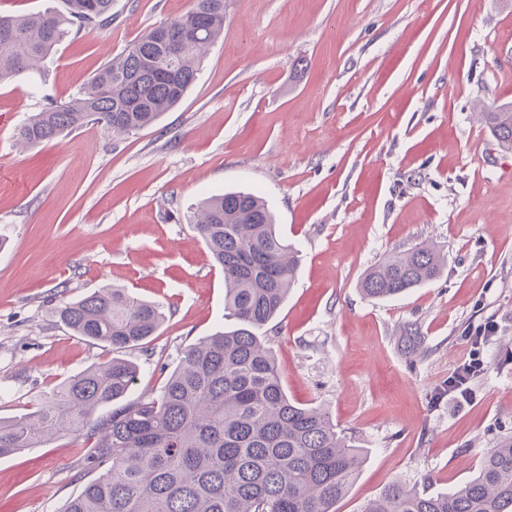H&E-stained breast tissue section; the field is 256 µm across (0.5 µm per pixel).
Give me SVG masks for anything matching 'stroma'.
Returning a JSON list of instances; mask_svg holds the SVG:
<instances>
[{
    "label": "stroma",
    "instance_id": "stroma-1",
    "mask_svg": "<svg viewBox=\"0 0 512 512\" xmlns=\"http://www.w3.org/2000/svg\"><path fill=\"white\" fill-rule=\"evenodd\" d=\"M190 0H112V24L0 83V418L112 356L53 315L128 289L171 313L124 356L159 390L224 316V279L189 222L227 190L262 193L299 251L262 331L289 396L327 409L365 461L336 512L399 482L444 494L512 439V153L476 108L512 102V0H227L224 37L183 102L122 138L87 124L26 147L16 130ZM428 241L440 277L390 300L359 283ZM492 321L473 397L448 399L466 333ZM417 329L421 347L401 338ZM61 436L0 458V512H63L94 475Z\"/></svg>",
    "mask_w": 512,
    "mask_h": 512
}]
</instances>
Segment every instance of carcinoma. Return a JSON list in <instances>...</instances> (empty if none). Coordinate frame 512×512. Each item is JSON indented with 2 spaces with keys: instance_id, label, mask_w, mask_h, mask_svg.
I'll use <instances>...</instances> for the list:
<instances>
[{
  "instance_id": "carcinoma-1",
  "label": "carcinoma",
  "mask_w": 512,
  "mask_h": 512,
  "mask_svg": "<svg viewBox=\"0 0 512 512\" xmlns=\"http://www.w3.org/2000/svg\"><path fill=\"white\" fill-rule=\"evenodd\" d=\"M62 11L0 15V82L39 67L89 27L112 25V0H64ZM226 0L191 6L113 57L64 103L29 115L23 144L56 140L91 120L114 137L157 123L197 80L224 37ZM512 152V103L481 113ZM224 277V309L234 326L188 346L160 390L122 402L137 366L118 353L155 335L165 308L126 288L62 300L54 313L77 336L112 348L110 360L76 374L31 411L0 418V458L70 435L93 444L83 457L99 472L63 512H335L364 462L329 413L288 399L262 330L294 286L299 252L261 196L228 190L189 217ZM445 266L432 244L392 253L359 287L393 298L438 278ZM114 402L106 415L99 410ZM362 512H512V440L489 451L476 472L447 494L390 484Z\"/></svg>"
}]
</instances>
